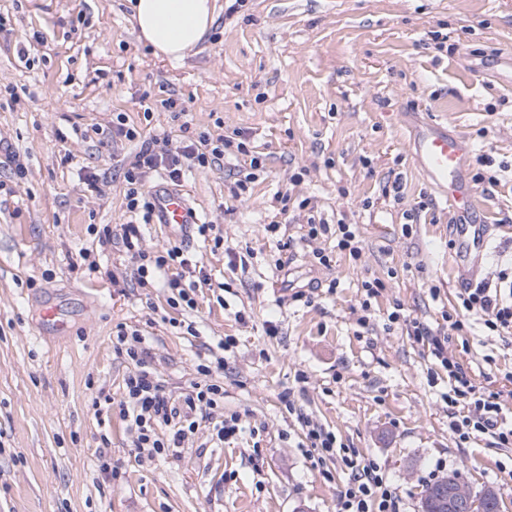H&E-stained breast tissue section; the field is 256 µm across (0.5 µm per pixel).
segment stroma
Here are the masks:
<instances>
[{"label": "stroma", "mask_w": 512, "mask_h": 512, "mask_svg": "<svg viewBox=\"0 0 512 512\" xmlns=\"http://www.w3.org/2000/svg\"><path fill=\"white\" fill-rule=\"evenodd\" d=\"M217 5L207 39L176 63L138 41L127 0H0V89L19 97L0 96V181L13 189L0 196V512H333L348 457L376 460L403 512H420L441 462L512 512V447L488 436L458 444L448 376L405 327L446 328L461 272L450 211L416 167L402 120L447 123L501 165L496 186L475 185L495 227L481 278L496 281L512 267V0H246L233 14L228 0ZM169 97L188 103V131L161 108ZM120 114L176 142L238 134L264 160L242 201L229 198L243 163L232 154L180 184L202 223L224 233L220 247L189 243L211 277L196 308L171 307L162 280L139 287L124 248L87 232L117 235L130 219L123 172L139 144L112 136ZM285 194L309 210L280 215ZM311 215L357 225L361 258L332 237L303 241ZM276 216L278 233L267 232ZM282 234L298 244L279 268ZM322 248L330 267L315 263ZM87 249L98 271L83 264ZM233 253L245 267L230 266ZM374 278L383 287L365 312L361 283ZM295 290L310 302L291 300ZM52 306L64 334L43 323ZM395 311L402 320L389 323ZM121 325L145 334L174 395L232 337L219 379L237 439L216 446L204 420L181 460L137 458L118 410L91 406L122 393L129 364L112 344ZM450 346L480 390L505 394L512 425V336L474 320ZM301 414L335 435L334 456L303 447Z\"/></svg>", "instance_id": "stroma-1"}]
</instances>
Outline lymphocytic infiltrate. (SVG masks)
Instances as JSON below:
<instances>
[{
	"mask_svg": "<svg viewBox=\"0 0 512 512\" xmlns=\"http://www.w3.org/2000/svg\"><path fill=\"white\" fill-rule=\"evenodd\" d=\"M117 135L130 141H140L141 146L124 171L126 182V210L134 220L126 224L121 235L122 245L136 265L135 278L139 285H148L158 275H165V286L176 292L178 301L195 308L192 289L208 283L209 278L199 267L197 260L183 245L170 242L154 252L140 246L139 227L151 223L153 218L152 197L145 189L151 174L164 172L169 184L179 185L186 171L207 168L224 158L226 153L236 152L248 157L249 173L237 180L231 189L233 200H241L252 183L255 170L262 165L259 156L250 155L245 141L231 136L211 138L200 133L197 139L184 141L177 149H170L169 137L143 138L135 127L127 126L125 118H118L114 125ZM335 235L339 250L349 253L352 259H360L362 246L356 225L337 220L335 225L307 219V239L321 235ZM458 308L448 318L447 334L435 332L428 325L413 322L412 334L417 341L426 343L438 366L448 375L449 429L460 442L488 435L501 448L512 447V427L500 424L502 412L497 393L480 392L464 370L450 347V333L463 332L469 317H477L484 327L498 336L512 335V280L499 275L497 283L480 281L461 288ZM146 338L139 330L119 326L115 348L125 355L130 369L124 379L120 400L111 396L94 398L96 412L118 407L119 414L133 437V446L139 453L159 460L178 459L185 446L195 435L202 419H214L212 437L224 442L240 431L237 414L224 412V384L215 380L216 372L224 368L223 351L233 346L232 338L219 342L220 356L213 364L198 365L197 379L192 380L179 396L166 392L155 368L149 361L145 347ZM351 478L336 500L335 512H400L396 488L375 460H348Z\"/></svg>",
	"mask_w": 512,
	"mask_h": 512,
	"instance_id": "1",
	"label": "lymphocytic infiltrate"
}]
</instances>
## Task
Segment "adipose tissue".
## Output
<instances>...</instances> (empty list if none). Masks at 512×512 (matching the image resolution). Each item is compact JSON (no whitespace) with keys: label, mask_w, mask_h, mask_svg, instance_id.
<instances>
[{"label":"adipose tissue","mask_w":512,"mask_h":512,"mask_svg":"<svg viewBox=\"0 0 512 512\" xmlns=\"http://www.w3.org/2000/svg\"><path fill=\"white\" fill-rule=\"evenodd\" d=\"M129 8L139 42L172 62L203 42L217 18L216 0H130Z\"/></svg>","instance_id":"1"}]
</instances>
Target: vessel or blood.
<instances>
[{
	"mask_svg": "<svg viewBox=\"0 0 512 512\" xmlns=\"http://www.w3.org/2000/svg\"><path fill=\"white\" fill-rule=\"evenodd\" d=\"M410 151L431 184L442 191L454 216L458 268L476 276L490 256L492 227L477 218L478 193L463 175L470 143L463 135L448 133L442 124L430 122L417 130ZM151 193L155 223L177 230L181 239H190L199 218L186 197L162 182L155 183Z\"/></svg>",
	"mask_w": 512,
	"mask_h": 512,
	"instance_id": "1",
	"label": "vessel or blood"
}]
</instances>
